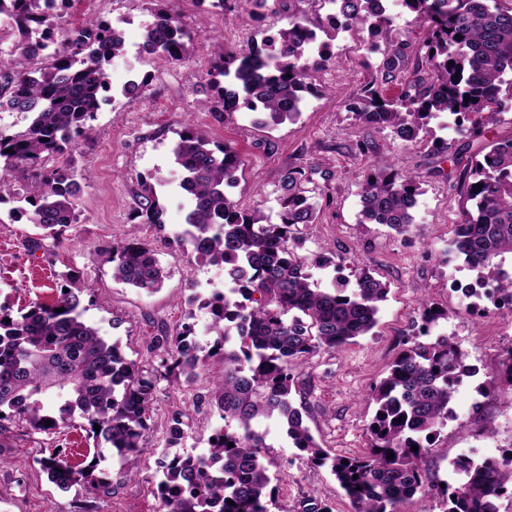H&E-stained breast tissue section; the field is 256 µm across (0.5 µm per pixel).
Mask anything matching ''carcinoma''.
<instances>
[{
    "mask_svg": "<svg viewBox=\"0 0 512 512\" xmlns=\"http://www.w3.org/2000/svg\"><path fill=\"white\" fill-rule=\"evenodd\" d=\"M240 1L263 22L277 13L268 0ZM332 6L326 23L313 29L306 17L288 14L276 37L247 49L225 47L217 55L213 112L245 109L265 115L274 128L301 116L315 74L333 60L330 44L340 31L365 30L386 36L381 81L413 69L401 94L388 99L372 80L347 105L355 120L373 129H389L404 143H421L426 120L442 113L471 124L473 135L496 121L505 100L512 101V0H396L395 14L378 0H318ZM11 20L18 40L11 67L0 69V109L27 115V124L0 130V203L16 200L17 220L42 231L29 251L43 248L78 223L75 199L80 186L74 171L55 164L77 138L88 136L111 86L107 65L125 52L121 31L98 18L62 29L60 12L43 0H0V16ZM408 17L410 30L393 40L395 19ZM190 30L180 16L157 10L144 39L157 62L183 57ZM12 152H7V149ZM180 170L179 188L189 204L177 240L189 247L197 264L224 271V288L196 292L190 304L209 314V347L195 340V324L174 336L156 338L160 366L192 381L197 369L210 367L209 401L236 429L215 430L208 448L197 454H162L156 484L163 512H270L276 490L264 464L269 426L280 425L288 441L308 461L329 465L347 493L352 512H396L398 504L424 490L428 477L422 460L448 421L456 379L469 371L467 354L450 337L411 341L375 383L369 398L376 409L368 426L370 447L361 457L332 456L321 448L294 406L295 371L319 350H340L378 323L388 284L362 268L355 281H312L305 261L289 246L299 226L316 223L317 209L305 167L292 165L280 179L277 218L245 210L230 197L243 160L228 144L214 145L190 125L172 149ZM20 183L25 193L11 192ZM137 217L159 223L155 187L140 179ZM481 189H476V186ZM460 223L452 244L467 266L482 278L502 273L512 254V137L478 148L456 181ZM421 194L417 175L395 172L386 158L374 161L361 184L360 223L382 224L402 233L414 223L412 210ZM112 277L146 291L159 290L167 272L154 251L130 227L112 247ZM57 301L36 303L18 314L0 305V432L3 420L18 417L34 431L56 430L78 415L97 447L114 448L127 458L143 452L157 376L128 361L114 343L83 318L82 295L88 286L66 277ZM63 312H56L58 308ZM447 312L422 304V335ZM512 390V349L498 371L483 384L485 394ZM52 424L47 426L45 421ZM418 451H411L412 446ZM394 458H388L389 454ZM58 488L81 485L108 495L112 482L95 475L96 465H73L51 453L39 460ZM453 469L463 477L445 489L444 512H497L495 500L512 496V450L499 460L476 462L460 456ZM358 478H353V475Z\"/></svg>",
    "mask_w": 512,
    "mask_h": 512,
    "instance_id": "cac0c4a2",
    "label": "carcinoma"
}]
</instances>
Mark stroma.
<instances>
[{"mask_svg": "<svg viewBox=\"0 0 512 512\" xmlns=\"http://www.w3.org/2000/svg\"><path fill=\"white\" fill-rule=\"evenodd\" d=\"M160 8L177 9L192 29L182 60L171 64L137 53ZM98 14L121 29L125 38L124 55L108 66L111 92L120 106H102L89 138L60 159L73 168L81 186L77 224L32 253L27 244L37 237V228L15 220L14 201L0 203V304L17 311L33 302L52 303L63 273L73 272L87 286L82 299L85 319L116 343L127 360L146 368L158 365L152 352L155 337L174 333L191 320L200 327L208 321L205 312H192L188 304L190 283L203 290L224 285L219 269L198 265L175 242L185 201L171 150L183 123L240 153L244 167L231 197L243 208L275 214L283 171L299 164L312 169L318 222L303 229L298 255L310 259L332 252L340 276L350 280L357 268H368L388 283L389 293L372 332L342 350L321 351L310 358L298 373L301 392L295 403L330 455L365 454L375 411L368 399L370 387L386 376L407 337L418 335L422 301L447 311L434 331L453 337L478 374L458 387L454 414L425 456V490L399 507V512H443L442 486L449 481L454 458L512 446V406L503 397L486 396L477 389L497 371L504 349L512 346V315L494 309L482 318L469 315L470 301L450 287L443 263L452 226L460 218L454 161L464 156L468 137L448 127L449 117L443 114L430 119L423 143L405 147L390 132L352 119L347 101L353 91L378 76L387 49L386 40L370 41L364 32L337 34L335 62L317 79L320 94L309 97L296 122L269 129L240 112L216 116L203 103L215 95L211 63L226 29H240V41H258L278 30L274 20L258 23L248 10H218L209 0H102ZM132 79L143 82L142 93L124 97L123 87ZM361 139L371 140V153H352L353 143ZM377 153L389 158L399 172L419 175L421 180L415 222L402 234L360 221V184ZM438 166L443 169L439 175L434 172ZM147 174L154 177L163 214L160 224L141 225L138 237L154 249L168 273L163 287L152 293L112 278V246L135 223L139 179ZM210 390V375L204 369L191 383L175 373L161 376L142 441L144 451L126 460L96 447L79 417L49 432L8 422L0 434V512H160L156 459L168 449L172 417L184 422L185 437L177 447L181 454L205 451L210 435L224 424L208 403ZM269 442V474L277 488L275 512H301L308 497L322 500L331 512H350L349 498L328 467L311 464L279 428H272ZM52 450L74 464L96 461L97 474L112 477L126 469L130 476L108 496L88 495L79 486L63 491L39 465Z\"/></svg>", "mask_w": 512, "mask_h": 512, "instance_id": "1", "label": "stroma"}]
</instances>
